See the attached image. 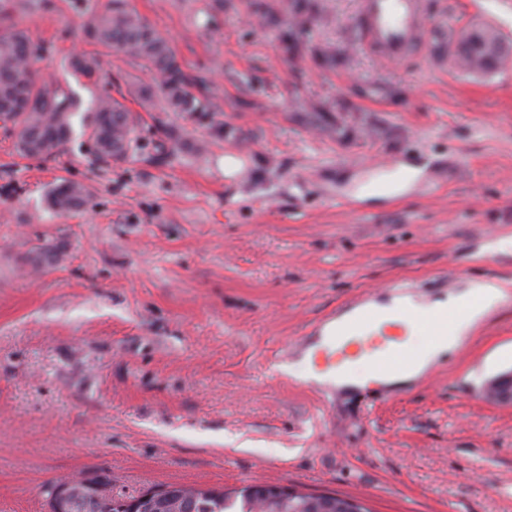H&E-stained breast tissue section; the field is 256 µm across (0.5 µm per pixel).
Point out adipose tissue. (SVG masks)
Wrapping results in <instances>:
<instances>
[{
    "label": "adipose tissue",
    "instance_id": "obj_1",
    "mask_svg": "<svg viewBox=\"0 0 512 512\" xmlns=\"http://www.w3.org/2000/svg\"><path fill=\"white\" fill-rule=\"evenodd\" d=\"M506 293V284L475 280L464 290L432 300L418 301L407 295L375 302L373 309L385 323L396 321L399 310L413 313L405 325L407 338L404 342L411 361L404 372L390 376V383L404 382L444 360ZM449 310L455 312V320L446 326L437 324V316Z\"/></svg>",
    "mask_w": 512,
    "mask_h": 512
}]
</instances>
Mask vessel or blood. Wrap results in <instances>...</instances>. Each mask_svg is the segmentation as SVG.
I'll list each match as a JSON object with an SVG mask.
<instances>
[{
	"mask_svg": "<svg viewBox=\"0 0 512 512\" xmlns=\"http://www.w3.org/2000/svg\"><path fill=\"white\" fill-rule=\"evenodd\" d=\"M427 24L426 0H361L357 24L360 39L385 63L400 62L420 51ZM369 318V313H362L325 334L316 349H309L304 342L298 349L310 353L316 373L331 378L343 371L348 361L360 357L369 359L377 375L399 372L409 363L402 337L393 334L387 324L367 330Z\"/></svg>",
	"mask_w": 512,
	"mask_h": 512,
	"instance_id": "1",
	"label": "vessel or blood"
}]
</instances>
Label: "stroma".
Instances as JSON below:
<instances>
[{
  "label": "stroma",
  "instance_id": "1",
  "mask_svg": "<svg viewBox=\"0 0 512 512\" xmlns=\"http://www.w3.org/2000/svg\"><path fill=\"white\" fill-rule=\"evenodd\" d=\"M429 51L383 65L356 37L360 0H125L221 105L142 103L127 53L85 87L71 0L14 12L36 66L90 102L119 90L140 148L95 161L87 137L24 158L0 122V512H47L45 489L108 477L332 492L369 512H512V292L422 377L322 397L277 358L371 293L512 281V72L469 75L450 47L512 0H427ZM437 185L373 189L391 168ZM86 208L45 203L60 181ZM56 249L52 264L29 260ZM89 188L77 182H63L52 189L47 196V206L57 215L79 211L89 203ZM485 395L496 403L512 405V369L489 380Z\"/></svg>",
  "mask_w": 512,
  "mask_h": 512
}]
</instances>
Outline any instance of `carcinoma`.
<instances>
[{
	"instance_id": "obj_1",
	"label": "carcinoma",
	"mask_w": 512,
	"mask_h": 512,
	"mask_svg": "<svg viewBox=\"0 0 512 512\" xmlns=\"http://www.w3.org/2000/svg\"><path fill=\"white\" fill-rule=\"evenodd\" d=\"M87 41L106 51L122 50L145 69L156 73V86L139 90L145 103L159 98L164 109L172 112H196L206 116L219 111L215 99L204 92V80L191 74L178 58L170 42L145 18L115 2L103 12L91 11L84 24ZM462 71L475 74V62L484 51L481 34L458 44ZM43 47L26 33L11 25L0 30V113H11L17 131L15 148L22 157L50 155L64 146L74 134L72 118L81 103L72 90L57 80L47 81L34 60ZM71 73L90 84L100 79L101 60L96 53H77L68 60ZM199 94H194V90ZM139 119L120 99L104 94L96 97L82 119V133L95 145L101 158L121 159L139 148ZM89 188L77 182H63L47 196V206L57 215L82 209L89 203ZM200 499L186 512H249L259 503L262 512H346L347 499L337 495L302 493L296 489L267 495L199 487Z\"/></svg>"
}]
</instances>
